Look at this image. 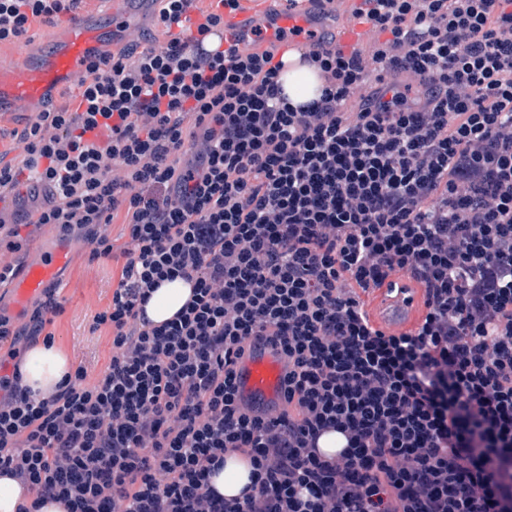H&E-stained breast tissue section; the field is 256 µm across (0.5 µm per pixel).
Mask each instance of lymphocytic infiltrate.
I'll return each mask as SVG.
<instances>
[{"label": "lymphocytic infiltrate", "instance_id": "1", "mask_svg": "<svg viewBox=\"0 0 512 512\" xmlns=\"http://www.w3.org/2000/svg\"><path fill=\"white\" fill-rule=\"evenodd\" d=\"M80 2L0 0V43ZM159 2L169 40L103 56L0 166L1 199L50 193L0 236V284L30 226L124 260L94 384L81 366L46 398L22 384L58 284L24 324L0 308V472L31 495L21 512H512V0H350L371 36L299 48L321 87L297 106L285 33L202 51L193 0ZM396 275L423 289L398 334L363 301ZM176 277L193 295L153 324L150 292ZM261 345L285 368L274 416L238 396ZM228 453L252 468L232 500L209 484Z\"/></svg>", "mask_w": 512, "mask_h": 512}]
</instances>
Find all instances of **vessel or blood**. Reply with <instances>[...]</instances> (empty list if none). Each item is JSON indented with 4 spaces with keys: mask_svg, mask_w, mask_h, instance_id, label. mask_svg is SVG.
Returning <instances> with one entry per match:
<instances>
[{
    "mask_svg": "<svg viewBox=\"0 0 512 512\" xmlns=\"http://www.w3.org/2000/svg\"><path fill=\"white\" fill-rule=\"evenodd\" d=\"M109 8L113 28L127 30L151 13L153 0H110ZM312 28V20L304 15H284L268 25L258 23L250 13L238 12L225 14L220 36L225 39L233 34H245V44L252 48L283 30L288 34L289 44L294 46L304 44V34ZM104 41V32L97 22L77 16L61 29L54 48L45 57L15 71H0V107L32 108L42 103L49 91L76 83L101 55ZM68 260L69 249L61 244L37 263L27 266L14 284L16 306H24L52 283ZM412 308L408 293L401 290L391 293L384 302L390 328L402 329ZM283 372L282 362L270 347L258 348L244 362L238 378L244 405L272 415L278 413Z\"/></svg>",
    "mask_w": 512,
    "mask_h": 512,
    "instance_id": "vessel-or-blood-1",
    "label": "vessel or blood"
}]
</instances>
